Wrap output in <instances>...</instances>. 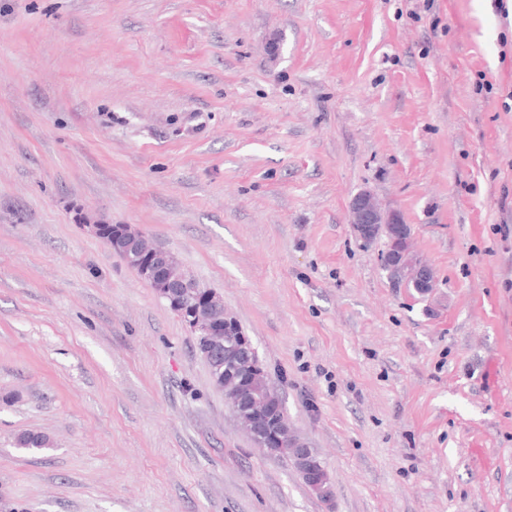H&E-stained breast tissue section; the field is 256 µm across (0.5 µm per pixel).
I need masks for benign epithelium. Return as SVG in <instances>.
Returning a JSON list of instances; mask_svg holds the SVG:
<instances>
[{
    "instance_id": "1",
    "label": "benign epithelium",
    "mask_w": 512,
    "mask_h": 512,
    "mask_svg": "<svg viewBox=\"0 0 512 512\" xmlns=\"http://www.w3.org/2000/svg\"><path fill=\"white\" fill-rule=\"evenodd\" d=\"M350 224L362 240L380 235L385 237L384 266L391 276H404L417 288H428L433 284L431 269L417 262L411 254L410 226L403 223L396 211L384 209L370 192L362 191L351 200ZM91 228L100 238L110 233L114 241L124 238L136 242V271L159 296L169 302L172 309L178 311L190 330L209 337L235 335L232 315L224 313L222 324L209 317L211 312L224 308L220 295L213 290L202 292L194 283L178 277L177 260L171 254L158 259L154 248L127 224H114L110 228L93 224ZM294 451L305 463L304 475L312 482L322 481V471L313 449L296 444Z\"/></svg>"
}]
</instances>
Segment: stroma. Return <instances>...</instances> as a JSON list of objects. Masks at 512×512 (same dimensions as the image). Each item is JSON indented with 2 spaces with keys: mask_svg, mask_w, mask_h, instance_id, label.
<instances>
[{
  "mask_svg": "<svg viewBox=\"0 0 512 512\" xmlns=\"http://www.w3.org/2000/svg\"><path fill=\"white\" fill-rule=\"evenodd\" d=\"M100 219L223 295L332 500ZM0 512H512V0H0ZM350 224L364 243L374 236L385 237L383 262L389 274L395 278L404 276L417 288L433 285L431 269L418 263L411 254V228L403 224L400 215L394 210H386L368 191L356 194L350 202ZM274 403H277L281 406V412L278 415L272 418H267L266 415L262 414L259 417V427L264 428L268 438L272 439L270 445L261 444L260 442H257L253 438L259 436L258 428L253 429L255 424L254 419L256 418V415L235 413V416L246 427L247 431L253 434V437L251 436L252 442L258 448H265L271 455L291 460L294 468L301 476L304 484L313 491V489L310 488L309 484L302 476L300 464L295 459L292 458L291 452L288 451L287 447L281 448L282 445L288 446V439L284 438L281 441H276V438H274V436L280 434L281 430H287L291 435H294V432L292 431L291 426L288 422V416L285 413L282 401L279 398L278 394L270 387L268 380L266 383H259L253 388H245L242 391L241 401L239 405L241 408H245L247 406L261 408L265 407L268 404Z\"/></svg>",
  "mask_w": 512,
  "mask_h": 512,
  "instance_id": "obj_1",
  "label": "stroma"
}]
</instances>
